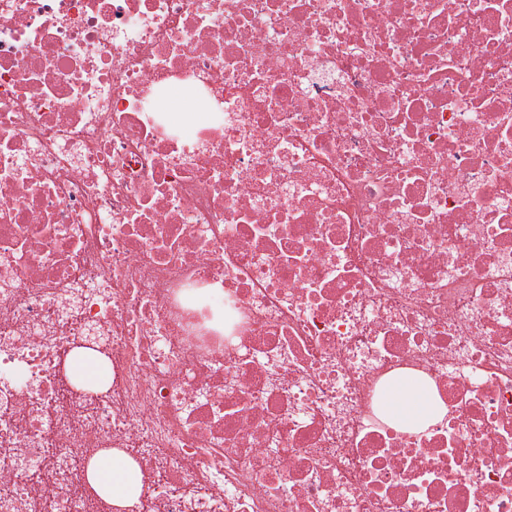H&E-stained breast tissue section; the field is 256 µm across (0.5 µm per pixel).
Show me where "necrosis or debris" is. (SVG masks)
Here are the masks:
<instances>
[{"label":"necrosis or debris","mask_w":512,"mask_h":512,"mask_svg":"<svg viewBox=\"0 0 512 512\" xmlns=\"http://www.w3.org/2000/svg\"><path fill=\"white\" fill-rule=\"evenodd\" d=\"M401 372L445 408L418 432ZM109 450L123 508L69 467ZM1 484L512 512V0H0Z\"/></svg>","instance_id":"necrosis-or-debris-1"}]
</instances>
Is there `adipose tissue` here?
<instances>
[{
    "instance_id": "1",
    "label": "adipose tissue",
    "mask_w": 512,
    "mask_h": 512,
    "mask_svg": "<svg viewBox=\"0 0 512 512\" xmlns=\"http://www.w3.org/2000/svg\"><path fill=\"white\" fill-rule=\"evenodd\" d=\"M386 408L395 418L406 422L409 429L419 430L438 417L441 407L414 377L403 378L386 397ZM91 486L111 503L125 507L131 504L141 487L138 466L125 454L106 452L94 457L88 465Z\"/></svg>"
}]
</instances>
